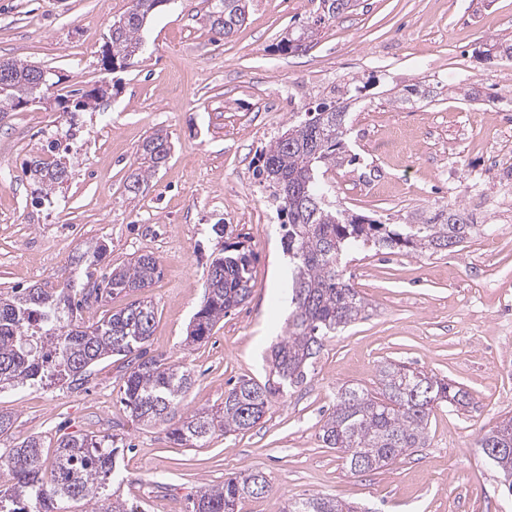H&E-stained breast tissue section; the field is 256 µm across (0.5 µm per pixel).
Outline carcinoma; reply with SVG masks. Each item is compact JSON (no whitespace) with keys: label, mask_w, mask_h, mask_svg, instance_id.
Here are the masks:
<instances>
[{"label":"carcinoma","mask_w":512,"mask_h":512,"mask_svg":"<svg viewBox=\"0 0 512 512\" xmlns=\"http://www.w3.org/2000/svg\"><path fill=\"white\" fill-rule=\"evenodd\" d=\"M356 0H320L319 20L335 19L352 9ZM163 0H131L128 11L110 27L100 59L121 68L142 49L140 32ZM247 0H215L208 12L210 31L220 39L232 36L246 19ZM15 81L0 94V112L12 108V98H41L46 84L31 78L39 67L1 60ZM348 104L322 107L288 123V128L263 151L256 176L277 189L285 213L284 249L292 264V310L288 331L271 350L272 370L279 387L238 381L224 394V407L214 413L198 410L176 417L175 408L192 384V372L163 356H146L143 346L152 335L154 306L135 302L92 323L82 317L89 299L123 291H141L160 276L157 258L141 254L127 266L116 267L93 281L106 246L95 242L77 252L72 265L85 279L77 287L66 281H45L22 293H0V390L6 386L42 388L52 382L81 380L101 359L136 355L137 365L123 379L120 402L144 426L165 425L167 438L184 448H196L214 434L248 430L266 413L270 396L284 385L302 382L324 346L338 330L365 319L369 304L344 275L345 258L370 248L408 249L433 255L459 247L484 231L465 209L417 210L402 224L371 220L364 224L325 203L328 192L322 168L342 145ZM171 146L168 136L155 132L142 143L139 166L127 179V191L138 194L145 179L165 165ZM31 179L49 194L68 180V167L56 159L33 161ZM250 255L237 246L222 249L206 275L203 304L188 333L201 343L231 309L244 303L254 284ZM470 393L449 379L403 363L378 370V388H341L336 404L319 432L324 447L342 454L353 474L386 468L414 448L427 445L432 409L446 404L464 408ZM476 447L512 448V416L481 434ZM123 449L109 435H63L56 439L53 458L43 441L30 437L5 455L0 454V512H64L69 502L83 501L90 512H137L112 492ZM503 474L504 490L512 496V454L489 458ZM272 490L266 473L247 469L224 479V485L202 491L192 500V512H238V503ZM283 512H356L348 502L313 496L287 502Z\"/></svg>","instance_id":"1"}]
</instances>
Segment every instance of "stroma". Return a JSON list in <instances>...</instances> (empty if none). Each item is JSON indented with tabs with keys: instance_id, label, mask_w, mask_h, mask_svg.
<instances>
[{
	"instance_id": "35a3bbf8",
	"label": "stroma",
	"mask_w": 512,
	"mask_h": 512,
	"mask_svg": "<svg viewBox=\"0 0 512 512\" xmlns=\"http://www.w3.org/2000/svg\"><path fill=\"white\" fill-rule=\"evenodd\" d=\"M319 2L249 0L243 25L217 41L211 0H168L142 31L141 53L109 73L102 51L130 0H0V60L49 75L44 103L0 113V291L71 276L89 241L106 244L107 269L154 254L161 275L150 288L91 303L83 318L151 301L149 354L193 373L180 415L219 410L236 381L271 379L270 347L286 333L282 219L272 188L253 176L257 159L292 113L336 101L347 87L357 94L325 175L330 201L385 224L461 204L486 233L431 256L357 254L346 274L369 317L328 338L305 380L272 397L247 431L184 448L162 426L139 425L118 393L132 362L113 357L73 383L0 391V413L13 417L0 453L32 436L48 455L62 435L116 436L125 447L119 493L140 512H186L197 491L247 468L273 488L239 512H281L285 501L317 494L359 512H512L474 446L512 415V166L497 158L512 130V57L483 53L493 37L512 38V0H357L323 23ZM312 25L306 50H280L288 32ZM102 84L96 109L57 101ZM411 85L419 95L401 100ZM472 87L478 100L467 96ZM157 131L167 133L170 157L130 196L127 178ZM53 144L70 176L47 196L27 170ZM232 241L253 253L252 294L207 340L187 345L208 267ZM387 362L462 384L471 403L435 407L426 447L354 475L323 447L320 427L339 388H375Z\"/></svg>"
}]
</instances>
